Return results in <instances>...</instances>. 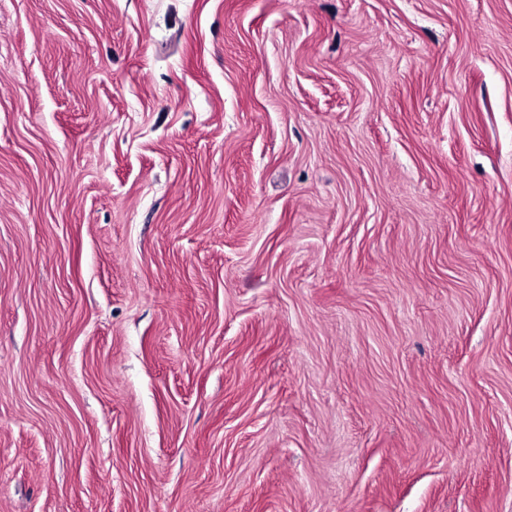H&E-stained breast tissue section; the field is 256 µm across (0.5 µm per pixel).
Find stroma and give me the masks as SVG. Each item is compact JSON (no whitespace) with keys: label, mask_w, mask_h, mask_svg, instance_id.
<instances>
[{"label":"stroma","mask_w":512,"mask_h":512,"mask_svg":"<svg viewBox=\"0 0 512 512\" xmlns=\"http://www.w3.org/2000/svg\"><path fill=\"white\" fill-rule=\"evenodd\" d=\"M0 512H512V0H0Z\"/></svg>","instance_id":"stroma-1"}]
</instances>
